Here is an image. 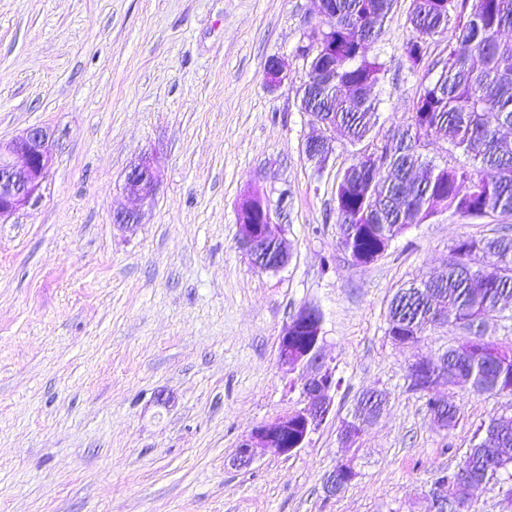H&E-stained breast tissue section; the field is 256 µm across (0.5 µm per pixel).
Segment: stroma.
Masks as SVG:
<instances>
[{
    "mask_svg": "<svg viewBox=\"0 0 512 512\" xmlns=\"http://www.w3.org/2000/svg\"><path fill=\"white\" fill-rule=\"evenodd\" d=\"M411 0H395L371 56L386 133L439 74L448 36L410 67ZM320 0H0V139L60 135L41 201L0 223V512H427L434 481L512 395H435L461 409L439 429L408 367L462 331L398 346L388 307L448 265L460 238L512 218L440 212L385 254L352 264L338 242L337 173L358 148L337 136L325 165L304 147L300 48ZM288 79L269 87L270 58ZM161 182L148 204L120 190L139 155ZM259 193L288 250L276 271L238 248L237 208ZM120 210L137 225L114 222ZM317 308L338 387L327 420L290 454L230 463L259 424L303 405L277 364L281 330ZM388 404L357 444L338 438L358 395ZM351 461L340 493L324 483Z\"/></svg>",
    "mask_w": 512,
    "mask_h": 512,
    "instance_id": "stroma-1",
    "label": "stroma"
}]
</instances>
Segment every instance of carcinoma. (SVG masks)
Here are the masks:
<instances>
[{
	"instance_id": "obj_1",
	"label": "carcinoma",
	"mask_w": 512,
	"mask_h": 512,
	"mask_svg": "<svg viewBox=\"0 0 512 512\" xmlns=\"http://www.w3.org/2000/svg\"><path fill=\"white\" fill-rule=\"evenodd\" d=\"M321 48L312 54L309 72L318 83L300 87V109L319 125L342 130L362 149L337 178L336 223L339 244L350 260L367 265L378 260L391 240L413 224L432 217L443 205L470 217H512V141L500 129L512 126V42L500 39L512 27V0H461L460 15L438 60L437 80L418 96L409 120L383 136L375 128L377 103L371 98L380 65L369 52L394 0H328ZM450 0H412L411 36L403 45L406 60L420 65L428 40L448 27ZM437 140L473 161L472 166L438 168L421 161L425 140ZM480 254L482 268L459 265L460 255ZM512 298V234L461 239L448 267L436 276L412 282L394 295L388 335L409 336L438 325H455L467 333L463 353L450 347L448 384L464 392L498 394L512 390V340H489L480 330L484 318ZM430 398L431 415L442 414L447 429L459 419L453 403L440 408ZM387 404L382 391L358 397L352 420L369 424ZM497 432L495 447L486 445ZM512 469V420L492 418L455 468L437 483L452 486L465 476L478 484L497 482Z\"/></svg>"
}]
</instances>
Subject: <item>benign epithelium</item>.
Segmentation results:
<instances>
[{"label": "benign epithelium", "mask_w": 512, "mask_h": 512, "mask_svg": "<svg viewBox=\"0 0 512 512\" xmlns=\"http://www.w3.org/2000/svg\"><path fill=\"white\" fill-rule=\"evenodd\" d=\"M265 79L272 87L288 80L285 62L272 57L265 68ZM56 148L52 132L43 127L30 128L7 142L0 140V222H4L16 211L36 203L42 197L43 185L49 176V169ZM160 182V168L155 157L148 154L139 156L129 165L123 180L126 194L142 202L151 200ZM252 203L249 215L243 214L238 206V248L243 250L254 265L262 270L276 271L288 262V252L283 244L282 225L277 215L257 193L245 195ZM272 241L278 247V263H265L258 257L264 242ZM320 317L313 314L308 306L300 307L283 327L278 340V363L285 371L297 368L305 372L302 393L306 403L278 417L272 423L256 426L251 434L239 443L232 457V465L249 466L261 451L270 450L277 454H289L309 439L313 430L326 420L336 391L335 370L325 360ZM307 331L313 339L312 348L300 355L296 351L298 332ZM441 363L420 358L413 363L412 383L430 393L437 382L424 378L427 371ZM296 430L293 447H288V429ZM355 476L349 462L336 467L327 484L328 493L334 495L349 484Z\"/></svg>", "instance_id": "7a95c632"}]
</instances>
